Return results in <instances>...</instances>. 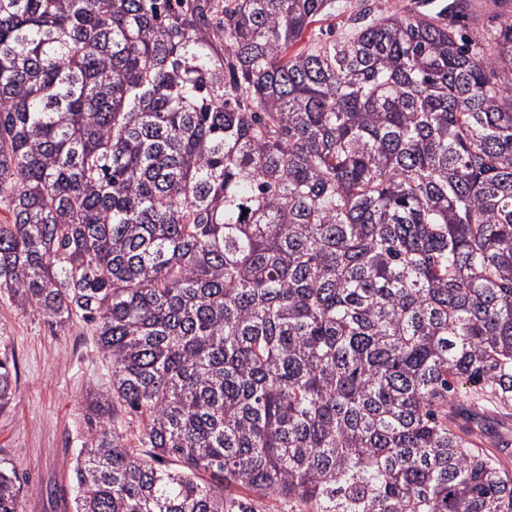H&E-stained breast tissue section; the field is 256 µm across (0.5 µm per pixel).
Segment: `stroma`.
<instances>
[{
  "instance_id": "obj_1",
  "label": "stroma",
  "mask_w": 512,
  "mask_h": 512,
  "mask_svg": "<svg viewBox=\"0 0 512 512\" xmlns=\"http://www.w3.org/2000/svg\"><path fill=\"white\" fill-rule=\"evenodd\" d=\"M16 359V396L0 413V463L25 482L23 512H60L49 488L67 486L75 438L85 431L87 392L110 384L111 369L81 322L66 330L0 295V352Z\"/></svg>"
}]
</instances>
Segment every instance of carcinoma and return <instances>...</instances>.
I'll list each match as a JSON object with an SVG mask.
<instances>
[{"label": "carcinoma", "mask_w": 512, "mask_h": 512, "mask_svg": "<svg viewBox=\"0 0 512 512\" xmlns=\"http://www.w3.org/2000/svg\"><path fill=\"white\" fill-rule=\"evenodd\" d=\"M361 2L0 0V293L111 368L72 512H512V0ZM361 3L359 0H351L346 2H337L336 5V16L328 17L324 19L323 21L313 25L309 31V35L311 33V41L308 36H305V41L302 43V45L314 42L318 37L325 38L327 35L325 33L327 32H334L336 36H339L342 33L347 32L349 27V21L348 17L351 13L356 12L359 8L357 5ZM347 4V7L345 8V5ZM324 36H323V34Z\"/></svg>", "instance_id": "cac0c4a2"}]
</instances>
